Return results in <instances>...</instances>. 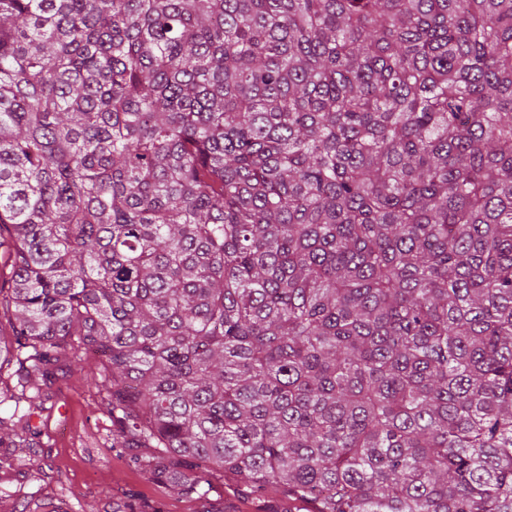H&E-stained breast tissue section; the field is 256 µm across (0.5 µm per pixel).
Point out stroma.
I'll return each mask as SVG.
<instances>
[{"instance_id":"1","label":"stroma","mask_w":512,"mask_h":512,"mask_svg":"<svg viewBox=\"0 0 512 512\" xmlns=\"http://www.w3.org/2000/svg\"><path fill=\"white\" fill-rule=\"evenodd\" d=\"M51 408L40 426L41 449L25 473L26 493L53 512L66 499L69 512H113L122 494L130 493L162 512H200L201 502L178 497L163 484L132 465L127 455L107 438L108 419L100 410L101 395L73 374L51 389ZM58 471L61 483L49 474ZM224 499V512H312L308 503L283 496L248 493L241 481L227 474L214 479Z\"/></svg>"}]
</instances>
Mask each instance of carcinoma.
<instances>
[{"label": "carcinoma", "mask_w": 512, "mask_h": 512, "mask_svg": "<svg viewBox=\"0 0 512 512\" xmlns=\"http://www.w3.org/2000/svg\"><path fill=\"white\" fill-rule=\"evenodd\" d=\"M0 465L112 442L316 512H512V0H0Z\"/></svg>", "instance_id": "cac0c4a2"}]
</instances>
